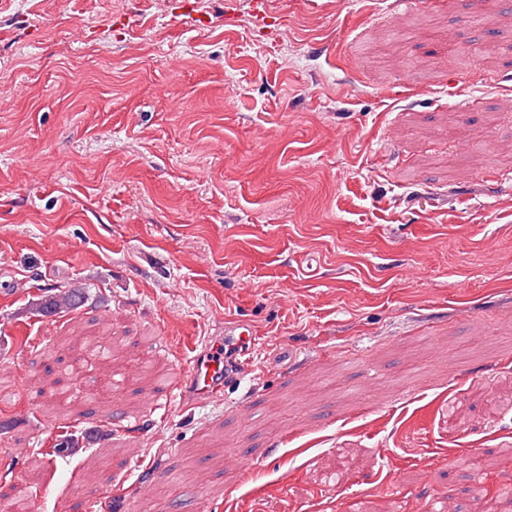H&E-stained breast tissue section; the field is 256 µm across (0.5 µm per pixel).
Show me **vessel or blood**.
Wrapping results in <instances>:
<instances>
[{"mask_svg": "<svg viewBox=\"0 0 512 512\" xmlns=\"http://www.w3.org/2000/svg\"><path fill=\"white\" fill-rule=\"evenodd\" d=\"M252 330L243 324L224 328V345L194 356L187 370V383L197 396H209L223 389L240 370V356L248 354L254 344Z\"/></svg>", "mask_w": 512, "mask_h": 512, "instance_id": "b4317fda", "label": "vessel or blood"}]
</instances>
